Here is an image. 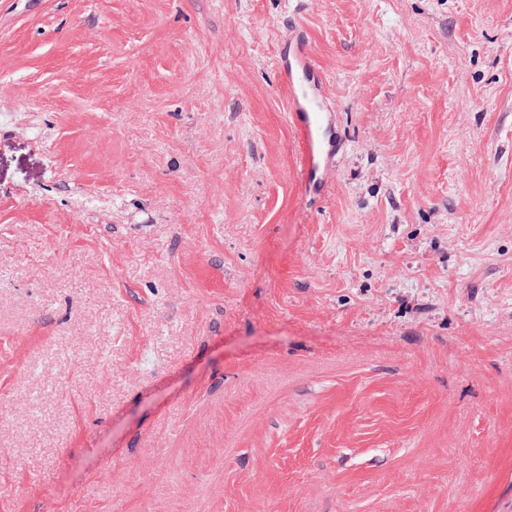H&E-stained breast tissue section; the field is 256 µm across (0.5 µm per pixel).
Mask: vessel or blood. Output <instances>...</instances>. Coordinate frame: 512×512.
Instances as JSON below:
<instances>
[{
    "label": "vessel or blood",
    "instance_id": "b4317fda",
    "mask_svg": "<svg viewBox=\"0 0 512 512\" xmlns=\"http://www.w3.org/2000/svg\"><path fill=\"white\" fill-rule=\"evenodd\" d=\"M280 69L300 147L301 178L307 188L315 189L324 181L334 142L326 133V115L317 106L321 79L307 40L297 41L292 62L281 64Z\"/></svg>",
    "mask_w": 512,
    "mask_h": 512
}]
</instances>
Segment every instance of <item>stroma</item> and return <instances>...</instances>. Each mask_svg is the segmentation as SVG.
Wrapping results in <instances>:
<instances>
[{"mask_svg": "<svg viewBox=\"0 0 512 512\" xmlns=\"http://www.w3.org/2000/svg\"><path fill=\"white\" fill-rule=\"evenodd\" d=\"M0 512H512V0H0ZM282 82L288 91L291 123L300 147V172L304 185L315 189L334 156V141L326 134L327 116L317 107L321 79L309 41L296 42L293 61L279 63Z\"/></svg>", "mask_w": 512, "mask_h": 512, "instance_id": "stroma-1", "label": "stroma"}]
</instances>
